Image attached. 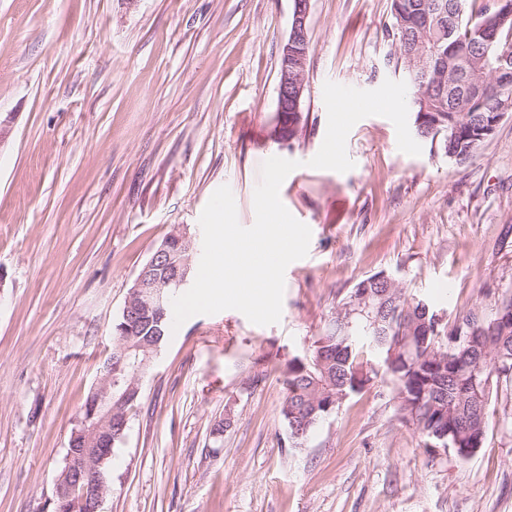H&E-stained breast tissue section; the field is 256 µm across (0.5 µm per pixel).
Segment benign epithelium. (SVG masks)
<instances>
[{"label":"benign epithelium","instance_id":"obj_1","mask_svg":"<svg viewBox=\"0 0 512 512\" xmlns=\"http://www.w3.org/2000/svg\"><path fill=\"white\" fill-rule=\"evenodd\" d=\"M309 0H294L291 31L281 49V71L278 85L276 137L280 143H288L283 135L285 114L300 111L304 93V75L307 56L301 48L308 45ZM169 240L177 241L176 249L162 245L151 257L144 271L138 275L125 303L123 312L125 321L130 323L137 319L143 310L151 307L160 308L164 301V291L178 289L189 283L186 254L194 249L193 237L185 230L169 235ZM85 417L81 420L85 439L82 454L88 459H95L102 453L97 438L98 429L104 423L112 422V379H107L103 395L84 407ZM92 471L84 467L72 471L71 490L81 491L79 503L88 512H99L105 489H93Z\"/></svg>","mask_w":512,"mask_h":512}]
</instances>
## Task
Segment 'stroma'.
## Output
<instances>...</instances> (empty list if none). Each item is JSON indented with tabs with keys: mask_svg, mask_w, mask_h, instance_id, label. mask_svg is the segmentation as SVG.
<instances>
[{
	"mask_svg": "<svg viewBox=\"0 0 512 512\" xmlns=\"http://www.w3.org/2000/svg\"><path fill=\"white\" fill-rule=\"evenodd\" d=\"M391 0H310L291 146L273 139L293 0H0V512H55V483L135 278L229 186L255 220L266 157L309 226L279 323L226 310L169 334L129 411L100 512H512V374L494 381L482 447L428 439L378 375L299 448L280 408L360 278L385 270L447 319L512 290V112L469 162L429 141L409 156L390 120L354 125L348 172L313 169L323 85L404 80Z\"/></svg>",
	"mask_w": 512,
	"mask_h": 512,
	"instance_id": "35a3bbf8",
	"label": "stroma"
}]
</instances>
